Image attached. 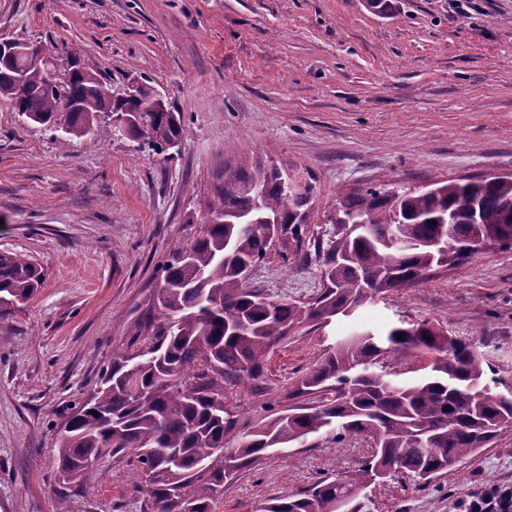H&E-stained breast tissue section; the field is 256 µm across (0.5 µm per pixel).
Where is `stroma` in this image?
Instances as JSON below:
<instances>
[{
    "instance_id": "stroma-1",
    "label": "stroma",
    "mask_w": 512,
    "mask_h": 512,
    "mask_svg": "<svg viewBox=\"0 0 512 512\" xmlns=\"http://www.w3.org/2000/svg\"><path fill=\"white\" fill-rule=\"evenodd\" d=\"M78 56L121 91L146 80L182 114L171 157L101 126L63 148L0 104V251L39 263L27 309L0 320V512H144L132 456L63 483L55 440L127 334L156 314L161 265L195 236L199 199L228 165L311 173L303 254L270 252L252 287L307 302L321 291L316 240L337 203L383 183L512 174V0H0V38ZM429 320L475 344L512 386V249L490 248L391 290L325 328L291 332L253 387L229 391L239 428L290 406L298 380L361 325ZM330 427L226 483L214 512H260L354 469L365 435ZM512 484V426L431 483L399 475L372 512H457L462 492Z\"/></svg>"
}]
</instances>
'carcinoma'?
<instances>
[{
    "label": "carcinoma",
    "mask_w": 512,
    "mask_h": 512,
    "mask_svg": "<svg viewBox=\"0 0 512 512\" xmlns=\"http://www.w3.org/2000/svg\"><path fill=\"white\" fill-rule=\"evenodd\" d=\"M59 58L46 49L0 59V101L60 133L56 140L64 147L96 128L102 112L139 113L131 138L156 155L179 141L180 113L160 110L149 85L112 98L98 73L79 66L58 86L50 69ZM281 173L259 161L226 169L213 198L199 202L203 224L196 237L163 265L159 316L128 330L136 337L150 333L148 351L112 357L92 401L72 408L68 430L57 434L60 472L83 478L102 456L129 450L150 512H180L182 497L193 500L194 512H214L224 484L241 471L335 424L345 436L371 435L369 456L336 479L269 500L262 512H340L344 501L350 512H369L364 489L397 473L428 482L512 425V400L487 378L481 352L421 321L402 322L383 335L355 329L299 380L295 393L302 402L247 431L235 429L226 418V392L263 378L295 327H325L361 306L367 293L413 287L436 266L461 264L484 242L512 249V180H484L473 188L437 181L422 191L370 186L338 204L336 233L323 248L320 295L309 303L278 299L249 287L243 276L244 267L266 257L269 225L259 220L242 232L235 219L256 211L278 218L280 255L295 261L317 189L310 177L290 195ZM353 218L365 219L368 230L347 232ZM392 227L413 247L395 250ZM44 280L37 264L0 252V319L23 311ZM408 357L425 359L427 374L393 380L394 367Z\"/></svg>",
    "instance_id": "obj_1"
}]
</instances>
